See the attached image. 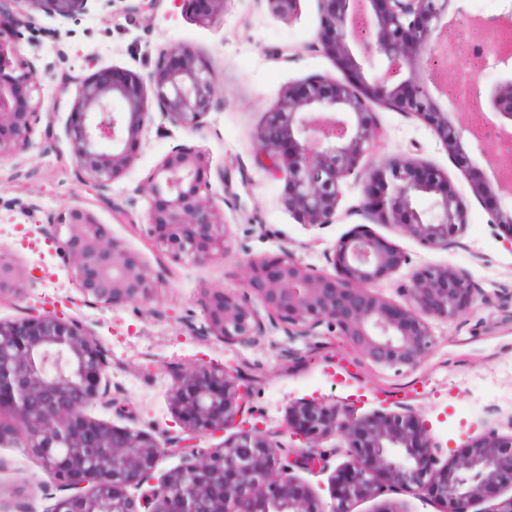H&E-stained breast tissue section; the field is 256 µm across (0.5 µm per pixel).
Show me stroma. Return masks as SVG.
Here are the masks:
<instances>
[{
    "label": "stroma",
    "instance_id": "stroma-1",
    "mask_svg": "<svg viewBox=\"0 0 512 512\" xmlns=\"http://www.w3.org/2000/svg\"><path fill=\"white\" fill-rule=\"evenodd\" d=\"M126 5L127 0H114L111 13L94 12L64 25L42 16V26L60 28V40L24 43L20 53L37 66H49L43 83L50 91L65 78H82L104 66L144 75L161 48L191 45L212 59L219 80L206 125L195 133L173 125L150 129L133 166L105 198L79 181L68 144L53 140L44 127H37L29 150L0 159V262L17 272L13 291L0 296V320L35 308L88 326L109 353L107 376L116 405H95L87 413L117 427L178 434L168 406L169 371L213 364L247 368L253 378L249 421L262 429L283 425L295 401L326 399L358 415L412 408L430 422L434 439L445 448L483 434L492 421L501 434L512 433V251L502 246L487 205L471 189L488 166L479 157L461 164L428 125L406 113L379 109L381 137L365 163L405 153L442 169L467 202L468 223L460 246L448 251L431 249L389 225H370L373 235L409 259L379 281L376 291L389 303H404L402 289L414 269L449 264L484 288L491 307L451 321L432 320L434 346L410 371L369 364L333 333L291 340L273 330L259 344L241 347L185 330L184 321H203L205 289L243 283L245 255L288 252L322 269L325 250L358 224L355 216L322 229L298 223L281 201V182L255 162L256 133L288 87L315 75L336 76L337 70L316 45L317 0H300L289 19L274 17L266 0H226L223 14L208 25L173 0H156L146 15L128 12ZM180 143L204 153L210 167L223 169L231 184L224 195L229 249L223 259H174L145 234L150 201L136 187ZM21 200L34 203V210L21 211ZM71 206L91 209L105 235L150 272L157 284L156 314L138 303L109 309L84 301L53 242L40 231L48 216ZM51 490L35 456L0 446V504L21 501L28 512H45Z\"/></svg>",
    "mask_w": 512,
    "mask_h": 512
}]
</instances>
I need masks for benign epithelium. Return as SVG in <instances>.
<instances>
[{
	"label": "benign epithelium",
	"instance_id": "1",
	"mask_svg": "<svg viewBox=\"0 0 512 512\" xmlns=\"http://www.w3.org/2000/svg\"><path fill=\"white\" fill-rule=\"evenodd\" d=\"M114 0H0V159L32 146L42 117L53 107L42 94L43 74L21 59L19 47L44 33L37 14L74 21L108 12ZM271 13L291 18L299 0H267ZM465 0H317V46L338 76H312L294 83L256 135V164L283 182V203L298 223L334 224L342 185L361 186L352 214L370 224H389L435 250L460 244L467 203L434 165L406 154L364 166L379 131L375 107L405 112L433 127L461 162L489 154L462 107L432 74L431 58L449 45L447 36ZM181 8L209 24L224 0H180ZM512 21L501 15L470 17L479 31ZM500 78L477 82L481 112L501 118L512 133V53L490 56ZM216 76L208 58L187 45L160 50L146 75L120 66L100 67L76 81L63 126L81 178L107 197L114 180L134 163V147L155 120L189 132L202 129L215 98ZM157 112H152L149 100ZM454 111L456 122L448 121ZM140 190L153 199L146 235L161 252L197 262L224 259L227 251L224 196L212 192L205 157L177 144L155 166ZM472 192L488 205L502 245L512 250V187L497 174L476 180ZM432 199L429 210L414 203ZM55 253L86 298L106 308L147 302L155 288L150 274L123 245L105 236L88 209L71 207L49 219ZM318 270L293 254L249 258L237 289L205 292L204 324L192 331L226 345L251 346L271 330L290 339L334 333L356 346L365 360L413 369L434 341L430 320L454 319L487 303L467 272L451 266L417 269L402 289L405 304L373 291L380 278L398 271L406 255L358 224L324 253ZM260 300V314L251 297ZM101 342L81 322L54 311L0 321V445L24 448L43 464L61 495L46 512H353L363 500L400 488L438 501L441 512H472L512 486V434L490 427L460 447L442 448L413 409L355 416L334 401H297L284 433L300 445L282 447L277 432L248 421L251 388L226 366L180 370L169 407L181 434L163 441L145 430L116 428L89 418L88 405L112 408ZM237 432L217 446L207 439ZM335 437L347 461L333 475L331 502L313 495L292 475L328 463ZM182 454L183 463L154 478L159 459Z\"/></svg>",
	"mask_w": 512,
	"mask_h": 512
}]
</instances>
